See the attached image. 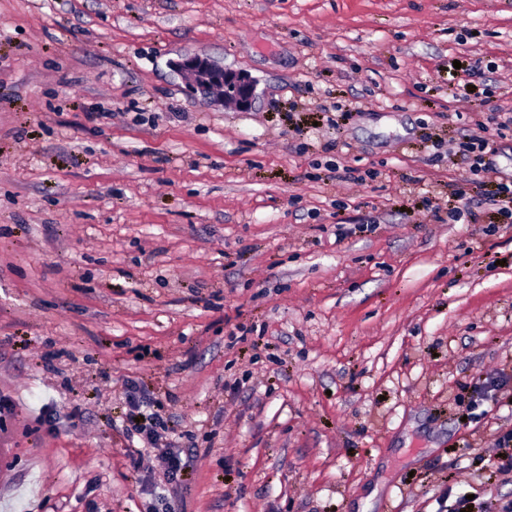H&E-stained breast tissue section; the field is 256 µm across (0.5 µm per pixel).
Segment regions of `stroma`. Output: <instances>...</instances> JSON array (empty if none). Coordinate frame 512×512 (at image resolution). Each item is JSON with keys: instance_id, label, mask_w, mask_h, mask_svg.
Returning a JSON list of instances; mask_svg holds the SVG:
<instances>
[{"instance_id": "obj_1", "label": "stroma", "mask_w": 512, "mask_h": 512, "mask_svg": "<svg viewBox=\"0 0 512 512\" xmlns=\"http://www.w3.org/2000/svg\"><path fill=\"white\" fill-rule=\"evenodd\" d=\"M504 113L512 0H0V512H512ZM173 67L204 100H212L211 91L217 86H224V91L232 94L241 107L251 106L254 100V82L247 75L224 69L208 58L188 56ZM129 423L126 428L128 437L135 435L142 442V446L130 448L129 456L134 466L140 468L146 462V468L152 472L159 471L166 481L171 482L178 474L189 466L181 457L182 451L175 448V444L167 438V428L159 421L157 413L150 412L151 404L137 399L135 396L128 398ZM144 416V419H141ZM139 418L140 422L134 421ZM141 448H145L144 451ZM146 451V452H145Z\"/></svg>"}]
</instances>
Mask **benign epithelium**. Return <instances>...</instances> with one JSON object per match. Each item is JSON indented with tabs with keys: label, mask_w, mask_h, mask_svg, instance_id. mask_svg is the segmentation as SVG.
<instances>
[{
	"label": "benign epithelium",
	"mask_w": 512,
	"mask_h": 512,
	"mask_svg": "<svg viewBox=\"0 0 512 512\" xmlns=\"http://www.w3.org/2000/svg\"><path fill=\"white\" fill-rule=\"evenodd\" d=\"M174 69L203 99H211L217 86L232 94L239 106L248 107L254 100V82L245 74L229 71L224 66L201 56H188L174 63Z\"/></svg>",
	"instance_id": "obj_1"
}]
</instances>
